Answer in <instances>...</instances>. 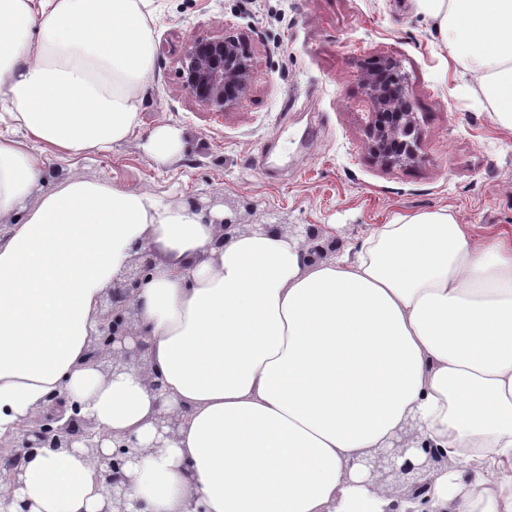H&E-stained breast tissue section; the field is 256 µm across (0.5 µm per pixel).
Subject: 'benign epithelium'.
Returning <instances> with one entry per match:
<instances>
[{"label": "benign epithelium", "mask_w": 512, "mask_h": 512, "mask_svg": "<svg viewBox=\"0 0 512 512\" xmlns=\"http://www.w3.org/2000/svg\"><path fill=\"white\" fill-rule=\"evenodd\" d=\"M255 66L248 40L243 36H196L188 44L181 58V75L188 92L213 112H225L237 106L249 91L250 77ZM395 63L391 60L378 65L363 77L367 96L374 104L367 135L374 157L384 166L415 163L419 160L420 127L414 112L410 86L405 79L387 82ZM151 250L145 248L138 256V264L126 273L123 281L112 287L107 295V306L101 309L98 333L93 337L87 360L100 365L112 359V366L136 361L143 365L150 347L147 330L133 336L136 308L134 301L139 289L148 280L153 262ZM135 337V346L127 348L125 341ZM108 438L97 428L93 418L82 414V404L56 390L45 398L39 413L28 420L16 433L0 437V483L14 491L22 486V465L40 449L69 450L76 443L92 456L101 459L103 468L98 480L104 505L100 512H144L141 500L127 498L131 478L126 474L128 463L141 458L138 448L123 446L118 452L103 455L102 442ZM411 449L407 439L394 442V449L383 451L365 462L373 472L385 468L398 470L407 476L405 486L412 499L425 504L431 482L426 475L448 466V456L439 448L425 444L421 459L397 458ZM32 503L20 500L14 494L0 496V512H31Z\"/></svg>", "instance_id": "obj_1"}]
</instances>
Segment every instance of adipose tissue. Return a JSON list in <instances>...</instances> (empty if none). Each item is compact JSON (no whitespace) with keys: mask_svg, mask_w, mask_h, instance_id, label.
Returning a JSON list of instances; mask_svg holds the SVG:
<instances>
[{"mask_svg":"<svg viewBox=\"0 0 512 512\" xmlns=\"http://www.w3.org/2000/svg\"><path fill=\"white\" fill-rule=\"evenodd\" d=\"M512 134V0H413ZM150 0H0V433L67 391L134 438L131 495L150 512H384L368 449L407 421L444 449L430 512H512V242L439 208L394 215L354 256L315 259L281 225L213 246L219 212L74 174L27 199L43 155L104 152L137 127L154 64ZM36 193V192H35ZM146 368L87 360L101 300L135 253ZM162 377L152 391L144 370ZM179 425L156 447L155 418ZM98 459L24 467L34 512H99Z\"/></svg>","mask_w":512,"mask_h":512,"instance_id":"obj_1","label":"adipose tissue"}]
</instances>
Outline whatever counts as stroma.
Masks as SVG:
<instances>
[{"label": "stroma", "mask_w": 512, "mask_h": 512, "mask_svg": "<svg viewBox=\"0 0 512 512\" xmlns=\"http://www.w3.org/2000/svg\"><path fill=\"white\" fill-rule=\"evenodd\" d=\"M154 69L128 140L107 153L45 155L40 191L74 171L139 187L174 205L215 200L235 224H332L327 256L393 214L448 208L474 238L512 237V135L491 120L470 73L453 62L411 0H153ZM248 36L247 97L211 112L185 89L179 58L196 35ZM393 60L413 89L421 159L381 166L368 148L362 77ZM182 129L168 163L141 143Z\"/></svg>", "instance_id": "35a3bbf8"}]
</instances>
